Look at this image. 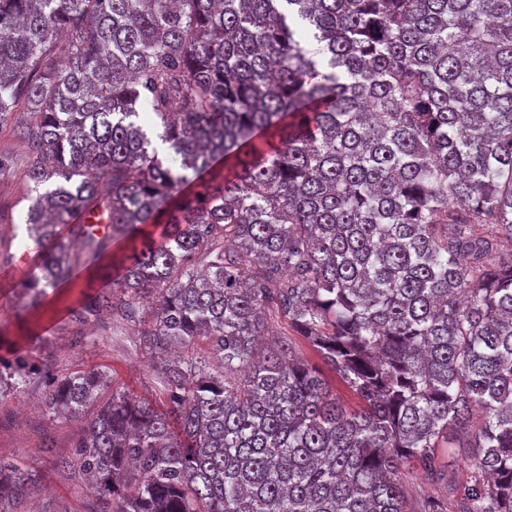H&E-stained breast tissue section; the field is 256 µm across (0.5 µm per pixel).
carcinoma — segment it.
<instances>
[{
	"label": "carcinoma",
	"instance_id": "cac0c4a2",
	"mask_svg": "<svg viewBox=\"0 0 512 512\" xmlns=\"http://www.w3.org/2000/svg\"><path fill=\"white\" fill-rule=\"evenodd\" d=\"M21 110L22 295L72 277V241L159 224L87 313L209 350L166 360L163 407L115 390L89 418L107 372H47L89 512H512V0H0V123ZM275 320L357 407L261 351ZM410 468L445 498L411 501ZM34 485L0 459V512ZM272 334L276 335L273 337H288L291 338L295 351L299 357L306 360L312 365H316L325 373L326 379L329 383L330 389L336 393V397L346 406L352 407L357 402L353 392L337 377L329 372L326 367L322 364L319 355L308 345V343L301 336H279L286 333L287 326L275 320L272 322L271 329Z\"/></svg>",
	"mask_w": 512,
	"mask_h": 512
}]
</instances>
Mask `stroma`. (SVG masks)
Instances as JSON below:
<instances>
[{"mask_svg":"<svg viewBox=\"0 0 512 512\" xmlns=\"http://www.w3.org/2000/svg\"><path fill=\"white\" fill-rule=\"evenodd\" d=\"M23 119L17 112L0 124V154L10 161L0 172V361L24 359L30 377L23 389L0 397V459L37 475L25 512H86L85 481L57 466L74 453L79 425L45 411V370L62 374L100 366L113 387L133 390L155 405L165 402L166 391L147 350L134 344L135 325L86 311L95 296L109 291L111 273L140 247V239L117 241L108 254L87 257L69 281L47 289L38 301L20 299V286L40 259L25 224L28 149L17 134Z\"/></svg>","mask_w":512,"mask_h":512,"instance_id":"stroma-1","label":"stroma"}]
</instances>
